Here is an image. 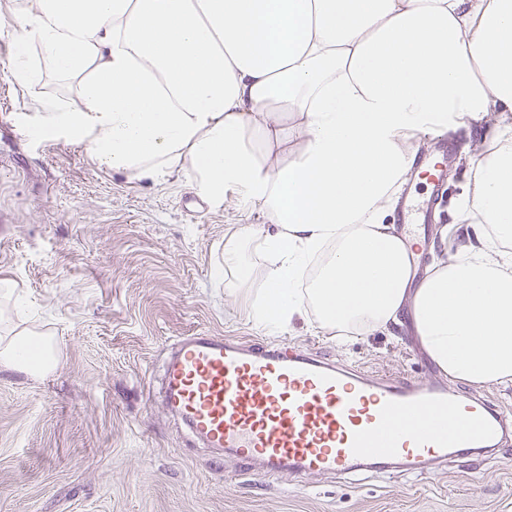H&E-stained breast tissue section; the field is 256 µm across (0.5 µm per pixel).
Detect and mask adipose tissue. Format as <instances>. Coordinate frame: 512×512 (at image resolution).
I'll list each match as a JSON object with an SVG mask.
<instances>
[{"instance_id": "1", "label": "adipose tissue", "mask_w": 512, "mask_h": 512, "mask_svg": "<svg viewBox=\"0 0 512 512\" xmlns=\"http://www.w3.org/2000/svg\"><path fill=\"white\" fill-rule=\"evenodd\" d=\"M9 26L81 101L38 132L135 179L191 169L202 199L261 212L224 245L257 327L309 311L368 334L406 312L449 379L512 380V0H25ZM491 115L461 211L492 232L412 284L385 222L410 142ZM51 359L39 334L0 336L1 365Z\"/></svg>"}]
</instances>
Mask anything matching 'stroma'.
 Returning <instances> with one entry per match:
<instances>
[{
	"label": "stroma",
	"instance_id": "1",
	"mask_svg": "<svg viewBox=\"0 0 512 512\" xmlns=\"http://www.w3.org/2000/svg\"><path fill=\"white\" fill-rule=\"evenodd\" d=\"M14 5L0 0V279L17 297L0 298V318L45 334L55 362L45 373L0 365V512H512V443L422 475L267 478L214 457L147 398L170 344L197 331L285 341L372 379L442 373L405 323L341 343L310 314L272 334L256 328L232 276L213 271L228 236L262 223L260 212L243 215L230 196L207 203L191 171L137 180L38 134L39 103L80 102L50 74L28 92L12 80ZM475 165L467 150L454 166L423 265L450 257L449 235L484 233L460 221Z\"/></svg>",
	"mask_w": 512,
	"mask_h": 512
}]
</instances>
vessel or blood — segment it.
I'll return each instance as SVG.
<instances>
[{"mask_svg": "<svg viewBox=\"0 0 512 512\" xmlns=\"http://www.w3.org/2000/svg\"><path fill=\"white\" fill-rule=\"evenodd\" d=\"M464 134L436 136L415 154L409 176L432 188L418 200L399 192L400 221L422 224L442 205L448 168ZM168 411L207 447L265 476L343 475L385 460L416 472L474 448L512 439V415L438 382L363 378L356 370L287 345L247 344L199 332L172 345L160 388Z\"/></svg>", "mask_w": 512, "mask_h": 512, "instance_id": "1", "label": "vessel or blood"}]
</instances>
